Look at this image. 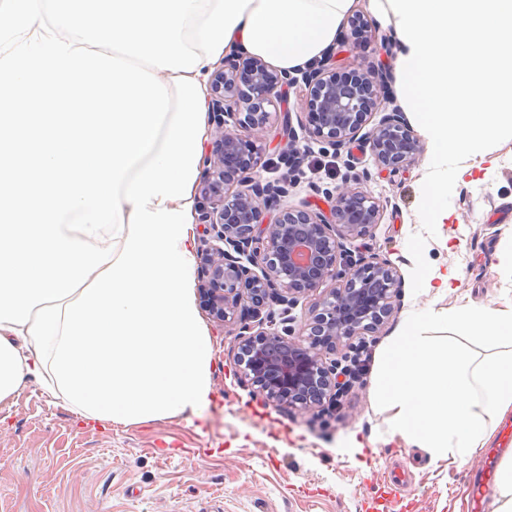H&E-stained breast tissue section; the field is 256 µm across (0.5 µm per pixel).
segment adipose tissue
I'll return each instance as SVG.
<instances>
[{
	"instance_id": "ef3b65f1",
	"label": "adipose tissue",
	"mask_w": 512,
	"mask_h": 512,
	"mask_svg": "<svg viewBox=\"0 0 512 512\" xmlns=\"http://www.w3.org/2000/svg\"><path fill=\"white\" fill-rule=\"evenodd\" d=\"M370 2L427 139L423 211L446 224L441 168L467 170L512 138V0ZM355 7L0 0V408L32 378L105 428L211 405L193 222L209 77L229 57L305 68ZM373 393L391 436L433 461L487 447L512 411V297L408 315Z\"/></svg>"
}]
</instances>
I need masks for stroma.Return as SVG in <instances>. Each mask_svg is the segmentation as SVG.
I'll return each mask as SVG.
<instances>
[{"instance_id":"35a3bbf8","label":"stroma","mask_w":512,"mask_h":512,"mask_svg":"<svg viewBox=\"0 0 512 512\" xmlns=\"http://www.w3.org/2000/svg\"><path fill=\"white\" fill-rule=\"evenodd\" d=\"M370 43L343 29L346 72L377 69L396 82V44L386 30ZM426 155L403 172H379L372 161L347 167L313 145L289 174L279 210L313 196V185L358 180L384 205L367 244L390 259L404 281L401 304L362 348L343 342L335 359L363 353L360 378L336 414L290 415L253 399L225 371L237 351L214 322L206 327L214 358L215 405L204 421L176 417L149 425L91 428L53 405L29 381L0 413V512H472V478L482 454L434 466L428 453L390 440L372 385L380 356L413 311L442 310L462 297L495 304L512 289L496 271L497 253L512 244V140L498 142L470 175L449 170L439 205L446 229L422 215ZM457 245L446 248L442 234ZM458 268L455 292H425L419 272Z\"/></svg>"}]
</instances>
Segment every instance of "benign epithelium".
<instances>
[{
    "label": "benign epithelium",
    "mask_w": 512,
    "mask_h": 512,
    "mask_svg": "<svg viewBox=\"0 0 512 512\" xmlns=\"http://www.w3.org/2000/svg\"><path fill=\"white\" fill-rule=\"evenodd\" d=\"M336 66L329 58L303 76L309 127L299 137L283 113L284 152L297 157L315 141L351 164L350 146L359 141L382 172L411 166L422 146L403 113L387 108L392 98L381 94L371 72L356 74L352 86ZM296 84L260 58L232 60L212 74L215 129L197 201L203 306L235 337L239 383L290 414L336 409L354 376L349 366L326 361L325 353L379 331L398 308L402 288L390 260L351 248L382 220L383 205L367 191L345 182L332 190L315 185L328 210L305 202L264 222L263 202L274 203L288 190L263 179L259 140L272 123L267 108ZM308 297L313 301L297 330L292 311Z\"/></svg>",
    "instance_id": "1"
}]
</instances>
